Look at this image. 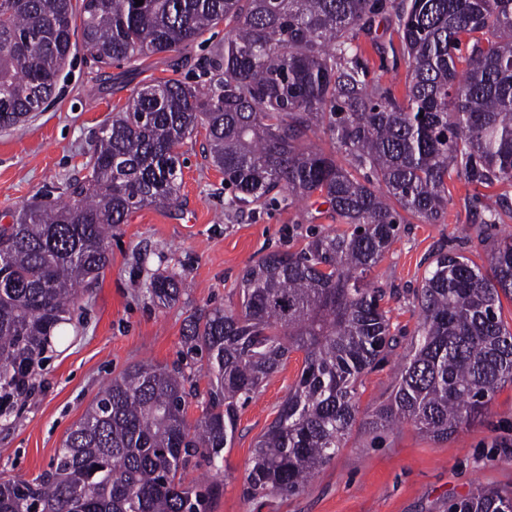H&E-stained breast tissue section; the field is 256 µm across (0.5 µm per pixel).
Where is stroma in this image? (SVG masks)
I'll use <instances>...</instances> for the list:
<instances>
[{
  "label": "stroma",
  "mask_w": 512,
  "mask_h": 512,
  "mask_svg": "<svg viewBox=\"0 0 512 512\" xmlns=\"http://www.w3.org/2000/svg\"><path fill=\"white\" fill-rule=\"evenodd\" d=\"M395 23L380 16L375 38L363 43L367 79L405 93L406 64L394 54ZM224 41L223 27L201 44L160 53L140 65L116 64L100 73L85 48H77L63 71L56 99L27 122L0 130V225L13 223L34 200L64 202L67 188L86 175L100 128L125 109L134 90L166 79L205 84L198 67ZM205 129L178 146L181 187L176 207H145L112 231L111 262L81 296L65 336L53 340L37 370L31 397L15 401L0 416V474L30 480L48 471L72 426L103 386L140 363L183 367L191 393L187 417L202 413L207 357L187 360L182 352L186 318L200 309H238L244 270L263 254L300 250L310 231L337 224L328 204L314 198L294 206L225 211L224 174L206 158ZM451 201L437 224L408 217L396 242L374 268L386 291L398 345L388 363L365 376L358 388L361 411L385 403L397 367L419 321L415 293L435 255L461 245L477 264L487 262L473 187L448 182ZM182 273L189 285L175 304L154 303L153 276ZM303 356L292 353L241 409L232 448L222 463L224 483L211 512H445L449 500L475 487L512 490V385L501 388L488 412L444 441L405 423L373 440L353 428L343 448L301 493L251 500L243 488L258 437L273 421L297 379Z\"/></svg>",
  "instance_id": "1"
}]
</instances>
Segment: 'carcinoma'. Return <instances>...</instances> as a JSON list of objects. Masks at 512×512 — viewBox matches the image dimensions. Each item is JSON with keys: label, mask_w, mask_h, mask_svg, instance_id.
<instances>
[{"label": "carcinoma", "mask_w": 512, "mask_h": 512, "mask_svg": "<svg viewBox=\"0 0 512 512\" xmlns=\"http://www.w3.org/2000/svg\"><path fill=\"white\" fill-rule=\"evenodd\" d=\"M387 13L407 62L401 98L363 79L360 40ZM221 22L205 88L170 79L137 90L101 127L70 201H35L0 225V415L28 390L80 288L108 265L112 229L137 209L178 204L175 148L198 127L224 171L225 210L317 196L346 229L248 266L241 311L187 317V353L208 356L195 423L183 372L130 367L93 399L48 472L0 479V512H210L220 482L190 487L183 474L201 463L221 473L239 409L293 352L303 353L301 373L256 441L244 493H300L356 425L362 377L397 346L385 292L369 276L404 214L438 223L455 175L500 188L479 199L482 229L512 218V0H0V128L53 99L76 34L103 69L178 51ZM320 127L329 153L307 143ZM488 262L484 272L454 248L431 262L416 337L390 400L364 422L369 432L410 422L446 440L512 385L501 315V297L512 298L511 235L490 240ZM184 287L182 275L161 274L149 293L168 305ZM447 512H512V491L478 486Z\"/></svg>", "instance_id": "cac0c4a2"}]
</instances>
